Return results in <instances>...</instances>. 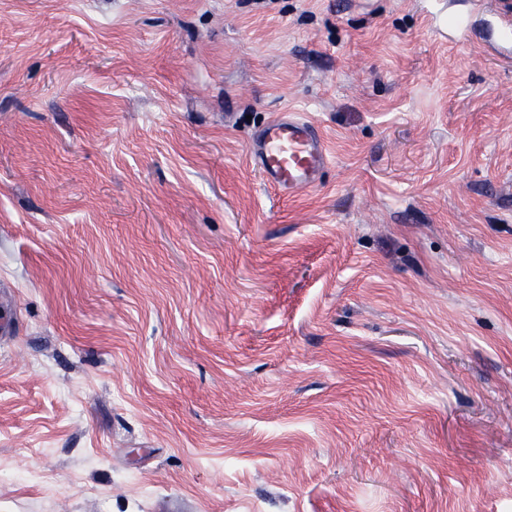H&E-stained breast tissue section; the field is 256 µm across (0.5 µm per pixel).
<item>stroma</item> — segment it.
Listing matches in <instances>:
<instances>
[{
  "mask_svg": "<svg viewBox=\"0 0 512 512\" xmlns=\"http://www.w3.org/2000/svg\"><path fill=\"white\" fill-rule=\"evenodd\" d=\"M0 295V512H512V60L428 0H0ZM250 154L265 183L289 197L317 186L330 164L318 128L295 112L272 117L253 141Z\"/></svg>",
  "mask_w": 512,
  "mask_h": 512,
  "instance_id": "stroma-1",
  "label": "stroma"
}]
</instances>
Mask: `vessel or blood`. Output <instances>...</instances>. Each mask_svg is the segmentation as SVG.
Here are the masks:
<instances>
[{
  "instance_id": "obj_1",
  "label": "vessel or blood",
  "mask_w": 512,
  "mask_h": 512,
  "mask_svg": "<svg viewBox=\"0 0 512 512\" xmlns=\"http://www.w3.org/2000/svg\"><path fill=\"white\" fill-rule=\"evenodd\" d=\"M250 154L265 183L289 197L317 186L330 164L318 128L295 112L272 117L253 141Z\"/></svg>"
}]
</instances>
